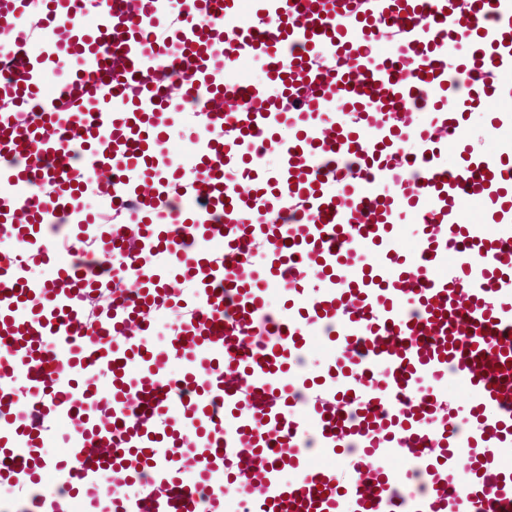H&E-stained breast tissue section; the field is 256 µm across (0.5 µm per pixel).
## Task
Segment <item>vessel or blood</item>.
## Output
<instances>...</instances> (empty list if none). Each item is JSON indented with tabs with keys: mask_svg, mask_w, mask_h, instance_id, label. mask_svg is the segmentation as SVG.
I'll use <instances>...</instances> for the list:
<instances>
[{
	"mask_svg": "<svg viewBox=\"0 0 512 512\" xmlns=\"http://www.w3.org/2000/svg\"><path fill=\"white\" fill-rule=\"evenodd\" d=\"M118 2L92 0L90 29L73 0H46L43 22L63 36L32 54L20 0H0L19 60L0 78V235L23 246L0 253V366L36 401L17 417L18 390L0 384V456L24 492L0 512H70L81 493L89 512H223L232 467L246 512H512V470L498 461L512 446V239L487 234L512 222V167L474 153L447 167L433 138L459 141L464 110L512 97V0H251L247 21L241 0H193L182 15L173 0ZM452 40L466 50L454 66ZM63 54L81 67L45 91L46 64ZM255 58L266 83L229 79V64ZM164 64L178 66L180 95L149 79ZM335 101L340 112L322 120ZM187 103L213 131L190 140L193 180L158 151ZM22 107L40 123L22 122ZM285 125L291 136L276 139ZM262 138L280 166L269 191L245 195L242 181L264 178L248 154ZM79 163L111 171L113 196L132 205L96 237L95 272L80 259L95 218L79 202ZM476 195L486 217L472 221L462 202ZM402 204L423 245L412 270L393 223ZM58 218L78 227L64 259L40 244ZM122 235L149 274L134 297L86 312L84 296L122 288L110 261ZM361 242L376 262L362 261ZM30 262L53 278L31 282ZM312 277L319 288L304 292ZM271 281L288 285L287 316L264 313ZM183 283L193 304L169 346L144 343L147 311L177 307ZM317 334L338 359L311 396L293 368ZM174 355L184 364L170 377ZM450 373L471 425L426 429L442 405L430 390L413 402L412 390ZM106 374L108 397L95 388ZM298 398L307 412L293 410ZM65 421L64 457L47 466L43 435ZM461 433L464 456L450 448ZM306 436L325 455L360 451L349 479L312 464ZM390 444L424 463V490L405 493L401 470L381 462ZM45 467L57 492L28 495ZM115 470L143 492L100 495Z\"/></svg>",
	"mask_w": 512,
	"mask_h": 512,
	"instance_id": "obj_1",
	"label": "vessel or blood"
}]
</instances>
